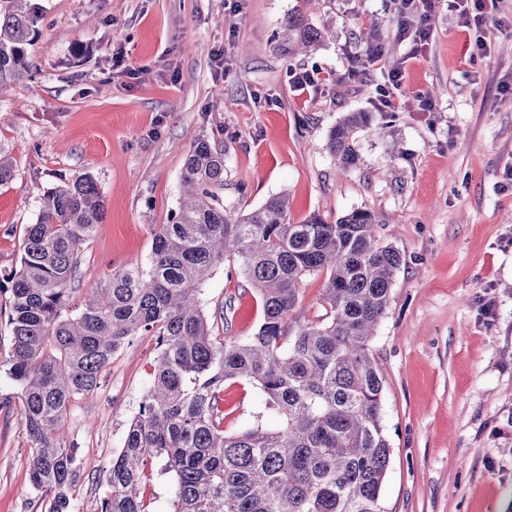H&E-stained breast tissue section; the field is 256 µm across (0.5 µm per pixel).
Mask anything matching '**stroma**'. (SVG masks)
<instances>
[{"label":"stroma","instance_id":"obj_1","mask_svg":"<svg viewBox=\"0 0 512 512\" xmlns=\"http://www.w3.org/2000/svg\"><path fill=\"white\" fill-rule=\"evenodd\" d=\"M35 71L0 97V149L14 176L0 186V307L45 191L85 173L106 204L81 254L80 288L147 264L153 227L181 195L192 134L224 144V203L240 211L287 192L291 223L335 220L362 208L381 216L380 242L403 257L372 341L383 380L392 453L385 512H512V0H496L481 29L462 27L439 0L420 53L395 36L399 0H320L316 25L334 30L289 57L274 35L296 0H42ZM385 48L381 73L344 82L362 32ZM487 44L474 58L476 39ZM401 69L391 107L383 73ZM324 82L301 96L294 71ZM434 107L426 111L423 100ZM372 113L359 164L340 170L329 130ZM208 312L228 307L231 336L262 318L255 288L217 267ZM153 336L112 358L92 396L72 402L65 431L78 448L76 512H100L106 470L151 380ZM0 512H46L29 481L20 388L0 369ZM259 386L224 385V428L265 412Z\"/></svg>","mask_w":512,"mask_h":512}]
</instances>
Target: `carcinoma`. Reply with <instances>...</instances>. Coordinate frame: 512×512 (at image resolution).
<instances>
[{"instance_id": "obj_1", "label": "carcinoma", "mask_w": 512, "mask_h": 512, "mask_svg": "<svg viewBox=\"0 0 512 512\" xmlns=\"http://www.w3.org/2000/svg\"><path fill=\"white\" fill-rule=\"evenodd\" d=\"M298 0L277 32L278 49L314 51L325 30ZM43 6L0 0V93L31 76ZM369 112H350L328 134L342 169L360 161ZM183 197L153 228L149 263L126 266L73 304L78 257L105 216L91 174L40 198L27 226L8 297L10 348L0 360L21 389L30 442L29 480L47 512H74L77 447L63 426L71 403L100 387L112 356L135 336L156 337L158 354L138 414L112 456L111 493L100 512H149L140 496L152 459L173 478L171 512H384L381 488L391 448L382 424L383 380L371 351L401 253L376 236V214L354 209L330 222L289 221L281 192L239 212L224 205V147L202 131L185 153ZM229 263L256 288L263 320L249 336L220 334L202 288ZM326 273L323 313L295 318L304 278ZM245 380L276 418L224 430V384Z\"/></svg>"}]
</instances>
